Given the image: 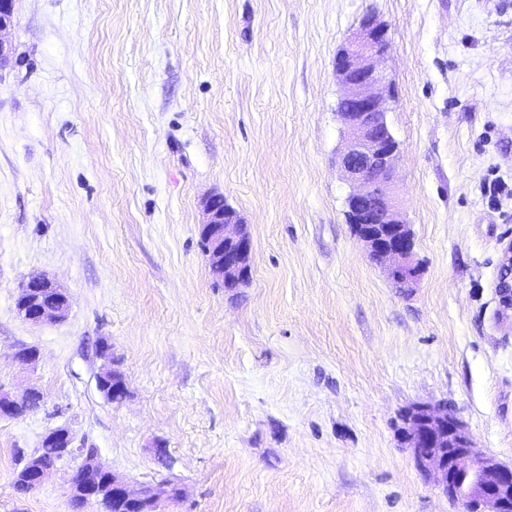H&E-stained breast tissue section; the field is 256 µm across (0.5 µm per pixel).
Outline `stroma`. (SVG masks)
Instances as JSON below:
<instances>
[{
    "label": "stroma",
    "instance_id": "1",
    "mask_svg": "<svg viewBox=\"0 0 512 512\" xmlns=\"http://www.w3.org/2000/svg\"><path fill=\"white\" fill-rule=\"evenodd\" d=\"M388 28L402 207L421 275L396 288L348 222L335 58ZM0 67V512H70L66 467L13 486L69 423L163 512H462L416 468L398 417L445 402L512 464V0H16ZM241 218L251 278L216 283L199 227ZM43 273L61 322L17 313ZM127 384L97 389L100 342ZM37 346L30 367L12 358ZM164 446L166 460L156 448ZM499 297L500 314L502 317L511 318L512 311V240L503 248L500 262L499 275L496 284ZM34 392H37L41 395V393L35 388H29L18 393H12L0 389V405H4L5 407L11 406L14 402L18 401L23 396ZM40 402L41 401L38 398L33 396L22 398L15 406L13 418H20L37 410L40 407Z\"/></svg>",
    "mask_w": 512,
    "mask_h": 512
}]
</instances>
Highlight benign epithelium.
<instances>
[{
	"instance_id": "benign-epithelium-1",
	"label": "benign epithelium",
	"mask_w": 512,
	"mask_h": 512,
	"mask_svg": "<svg viewBox=\"0 0 512 512\" xmlns=\"http://www.w3.org/2000/svg\"><path fill=\"white\" fill-rule=\"evenodd\" d=\"M14 0H0V65L12 50L4 33L13 25ZM389 45L388 29L371 16L365 17L349 43L336 57V74L344 87L343 107L337 116L346 133L340 165L350 186L345 202L354 234L369 257L400 288H412L420 276L414 238L399 207L396 163L399 143L386 119L390 85L381 66ZM206 221L200 226L209 239L211 272L221 281L249 282L251 240L237 214L218 197L205 202ZM57 288L49 277L36 274L22 282L27 301L21 317L34 324L61 318L64 310L44 307L42 292ZM500 314L512 316V240L503 248L496 284ZM404 447L417 468L449 500L465 504V512H512V464H503L477 447L467 427L446 404H420L401 416L398 428ZM71 449L69 458L80 468L105 469L95 448L76 446V437L64 424L49 429ZM169 481L130 488L112 474V489L128 500L141 503L148 512L166 495Z\"/></svg>"
}]
</instances>
